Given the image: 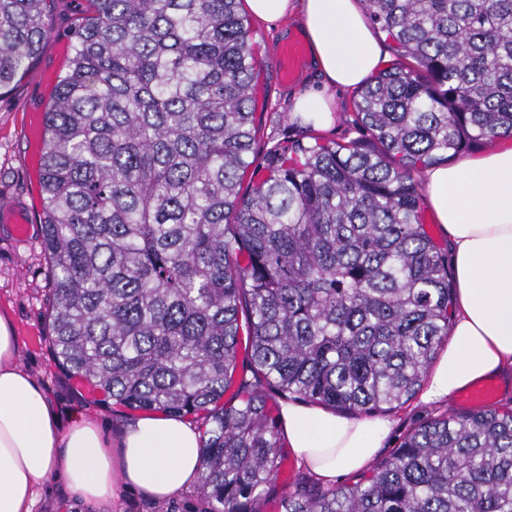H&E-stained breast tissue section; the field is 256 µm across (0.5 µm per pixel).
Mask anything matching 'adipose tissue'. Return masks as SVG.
I'll use <instances>...</instances> for the list:
<instances>
[{
    "mask_svg": "<svg viewBox=\"0 0 512 512\" xmlns=\"http://www.w3.org/2000/svg\"><path fill=\"white\" fill-rule=\"evenodd\" d=\"M243 8L267 25L300 23L325 88L299 96L292 114L313 128L332 120L330 90L365 85L386 57L354 0H243ZM424 184L455 282L451 339L421 394L430 404L479 380L512 377V143L426 168ZM18 356V338L0 315V512H31L53 476L93 507L111 506L126 491L162 502L197 482L196 425L149 413L129 421L116 441L81 416L62 425ZM278 421L298 462L327 485L366 471L394 426L384 416L348 417L298 401L282 404Z\"/></svg>",
    "mask_w": 512,
    "mask_h": 512,
    "instance_id": "1",
    "label": "adipose tissue"
}]
</instances>
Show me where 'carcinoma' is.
Listing matches in <instances>:
<instances>
[{"instance_id": "carcinoma-1", "label": "carcinoma", "mask_w": 512, "mask_h": 512, "mask_svg": "<svg viewBox=\"0 0 512 512\" xmlns=\"http://www.w3.org/2000/svg\"><path fill=\"white\" fill-rule=\"evenodd\" d=\"M87 2L42 121L50 345L114 406L204 418L207 512H256L275 398L359 417L423 389L454 281L415 172L512 138V0H361L395 62L360 136L301 124L261 156L242 0ZM49 34L45 0H0V97ZM278 512H512V409L428 418Z\"/></svg>"}]
</instances>
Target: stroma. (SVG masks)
<instances>
[{
	"label": "stroma",
	"mask_w": 512,
	"mask_h": 512,
	"mask_svg": "<svg viewBox=\"0 0 512 512\" xmlns=\"http://www.w3.org/2000/svg\"><path fill=\"white\" fill-rule=\"evenodd\" d=\"M86 0H47L51 36L44 42L39 59L22 76L18 87L0 98V196L22 195L27 205L40 206L37 177L27 173L31 143L36 133V111L46 109L51 94L41 79L47 70H66L68 58L60 54V43L80 16ZM295 21L286 20L273 28L253 25L251 42L258 58L264 59L257 77L256 118L261 127L259 151L287 141L298 133L288 115L294 96L319 87L321 80L313 65H306L299 80L281 81L271 63L277 46L300 37ZM50 266L42 248V227L35 224L26 236L18 237L0 223V313L12 320L19 338V362L52 400L62 422L73 415L93 419L110 434L121 432L132 420L129 412L103 404L100 394L81 380L68 375L57 363L48 340L46 311L49 307ZM453 400L424 404L412 399L392 409L395 424L381 448L387 457L403 436L423 420L453 408ZM123 512H205L206 503L196 491L163 502H147L134 494L122 496Z\"/></svg>",
	"instance_id": "1"
}]
</instances>
